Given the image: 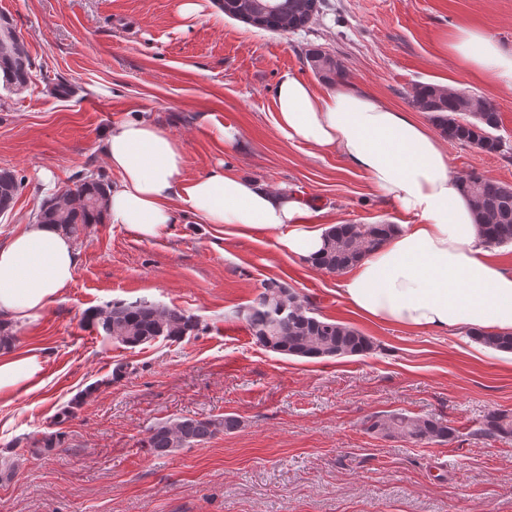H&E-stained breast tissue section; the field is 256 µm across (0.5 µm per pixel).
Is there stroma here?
Instances as JSON below:
<instances>
[{
	"label": "stroma",
	"instance_id": "stroma-1",
	"mask_svg": "<svg viewBox=\"0 0 512 512\" xmlns=\"http://www.w3.org/2000/svg\"><path fill=\"white\" fill-rule=\"evenodd\" d=\"M180 2L0 0L32 62L26 87L0 86V169L24 179L0 215L1 244L74 173L117 184L102 142L140 113L180 143L186 177L229 165L304 199L319 227L403 222L338 152L290 143L274 125L284 74L334 90L307 63L316 47L341 61L345 84L404 112L421 83L487 99L512 143V90L446 49L469 25L512 50V0H325L296 34L245 25L220 0L187 19ZM98 84L106 94H86ZM444 147L454 175L512 185V156ZM75 245L73 282L37 322L11 327L9 349L38 354L43 371L38 390L0 400V512H512V439L472 434L490 411L512 412V354L363 319L339 276L268 232L230 235L188 216L152 239L94 224ZM269 279L375 350L311 360L258 344L243 316ZM143 298L187 311L200 330L134 349L99 336L97 312ZM383 411L450 421L457 437L415 446L368 433L365 419ZM227 414L234 432L166 456L146 446L157 424Z\"/></svg>",
	"mask_w": 512,
	"mask_h": 512
}]
</instances>
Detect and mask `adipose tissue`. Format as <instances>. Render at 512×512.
I'll return each mask as SVG.
<instances>
[{
  "label": "adipose tissue",
  "instance_id": "adipose-tissue-1",
  "mask_svg": "<svg viewBox=\"0 0 512 512\" xmlns=\"http://www.w3.org/2000/svg\"><path fill=\"white\" fill-rule=\"evenodd\" d=\"M451 50L472 72L512 90V51L487 32L459 27ZM274 122L290 142L337 150L409 218L340 282L355 312L410 330L512 332V270L496 260L433 131L355 87L323 97L289 74L276 90ZM103 152L120 176L109 193V219L142 238L159 236L186 213L241 234L273 233L309 264L323 248L322 229L308 223L296 196L225 168L185 179L180 145L146 116L112 126ZM78 256L55 227L24 225L0 245V319L35 323L73 281ZM42 370L37 354L1 352L0 398L39 388Z\"/></svg>",
  "mask_w": 512,
  "mask_h": 512
}]
</instances>
